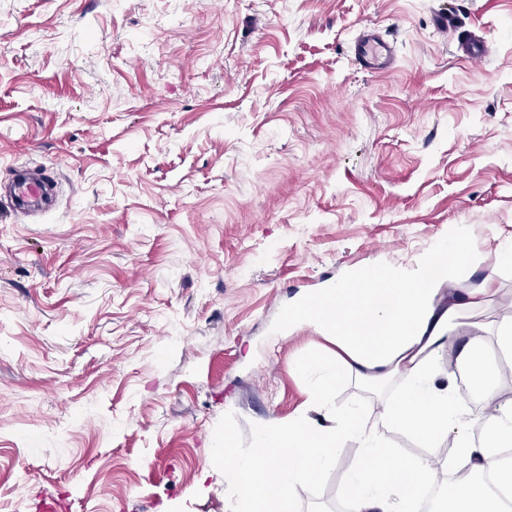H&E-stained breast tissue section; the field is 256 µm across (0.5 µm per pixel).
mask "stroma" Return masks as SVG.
Returning <instances> with one entry per match:
<instances>
[{
  "label": "stroma",
  "instance_id": "stroma-1",
  "mask_svg": "<svg viewBox=\"0 0 512 512\" xmlns=\"http://www.w3.org/2000/svg\"><path fill=\"white\" fill-rule=\"evenodd\" d=\"M366 28L391 69L353 65ZM26 169L52 203L20 214ZM459 238L512 315V0H0V512H225V435L376 422L396 386L316 403L330 344L289 315ZM356 462L297 512H343ZM436 30L439 33L452 35L457 39L460 45L463 47V51L472 57L480 58L484 55V48L479 42L468 40L465 30H462L456 22L455 16L451 13H444L439 16L436 25Z\"/></svg>",
  "mask_w": 512,
  "mask_h": 512
}]
</instances>
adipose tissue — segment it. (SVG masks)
Returning a JSON list of instances; mask_svg holds the SVG:
<instances>
[{
    "label": "adipose tissue",
    "instance_id": "ef3b65f1",
    "mask_svg": "<svg viewBox=\"0 0 512 512\" xmlns=\"http://www.w3.org/2000/svg\"><path fill=\"white\" fill-rule=\"evenodd\" d=\"M439 251L438 267L362 270L292 313V320L313 323L335 346L307 366L320 404L344 378L370 388L397 379L401 390L373 425L357 413L338 412L329 426L307 419L258 426L244 451L225 437L215 474L234 512H296V484L332 467L347 439L356 441L359 455L344 486L352 512H418L417 488L435 483L438 473L426 456L386 443L384 432L393 427L427 448L454 438L445 466L459 477L443 500L445 512H502V497L512 495V456L504 454L512 447V399L489 386L476 413L460 403L458 390L464 370L487 377L478 359L489 348L512 354V316L473 326L453 366L442 368L449 329L481 314L499 289L490 278L477 288L458 287L456 271L468 260L464 244L456 240Z\"/></svg>",
    "mask_w": 512,
    "mask_h": 512
}]
</instances>
